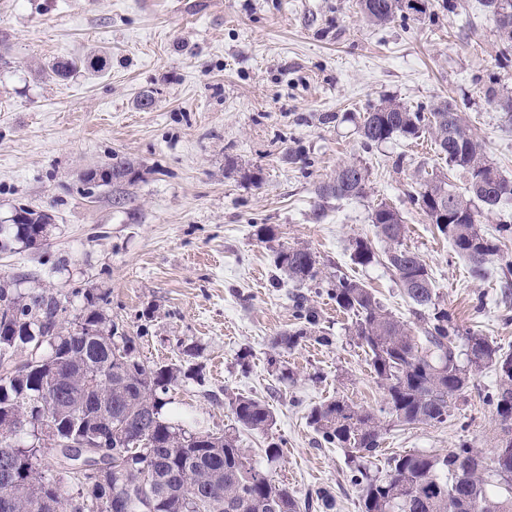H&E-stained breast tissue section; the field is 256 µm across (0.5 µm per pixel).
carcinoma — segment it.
Listing matches in <instances>:
<instances>
[{
  "label": "carcinoma",
  "instance_id": "1",
  "mask_svg": "<svg viewBox=\"0 0 512 512\" xmlns=\"http://www.w3.org/2000/svg\"><path fill=\"white\" fill-rule=\"evenodd\" d=\"M496 28L512 29V0H485ZM370 23L383 25L417 7L406 0H359ZM488 105L512 122V93L494 87L483 92ZM433 135L436 149L449 167L465 174L458 191L448 178L435 175L420 184L412 201L437 232L467 262L472 276L485 278L499 246L478 224L501 200L512 197V179L491 163L483 145L462 123L449 101L429 110H411L386 100L363 114L359 126L366 148L393 138ZM131 166L116 161L102 175L106 184L121 182ZM313 218L325 216L332 199L366 194V169L344 163L315 188ZM51 216L20 206L8 232L0 225V250L14 239L28 247L43 244ZM374 235L384 244V262L406 297L416 306L419 324L412 326L388 312L362 283L344 275L328 281V295L337 308L353 316L352 336L365 348L377 383L383 390L380 414L356 407L343 398L314 406L309 423L324 444L346 450L350 481L361 487V512H512V351L487 336H460L448 310L436 306L435 281L426 262L403 246L404 224L387 204L371 214ZM353 263L369 265L378 252L373 240L356 237ZM275 265L300 286L322 281L320 261L310 248L282 247ZM60 301L52 294L24 295L0 281V423L30 416L31 442L16 445L0 434V456L13 455L15 473L0 479V512H70L73 493L82 491L78 512H301L309 504L275 482L251 462L236 436L220 430H188L163 417L166 396L178 385L182 370L174 364L148 365L138 355L135 338L115 327L105 329L103 314L89 309L76 327L58 330ZM307 337L300 328L273 336V353L297 347ZM491 369L496 384L485 395L495 409L498 427L493 448L496 469L483 465L484 453L462 440L446 454L403 453L391 460L390 474L372 479L360 460L380 447L390 425L434 426L448 420L452 405L465 397L474 376ZM231 413L243 430L265 432L273 413L264 402L248 396L230 401ZM99 432L94 449L129 448L139 453L112 471V478L87 489L78 468L84 462L54 455L45 462V426L62 437L81 434L84 422Z\"/></svg>",
  "mask_w": 512,
  "mask_h": 512
}]
</instances>
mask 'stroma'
I'll return each mask as SVG.
<instances>
[{
  "label": "stroma",
  "instance_id": "35a3bbf8",
  "mask_svg": "<svg viewBox=\"0 0 512 512\" xmlns=\"http://www.w3.org/2000/svg\"><path fill=\"white\" fill-rule=\"evenodd\" d=\"M424 12L376 26L358 0H0V224L22 204L52 217L43 244L0 251V276L25 294H60L64 323L86 308L138 339L142 360L202 371L180 383L166 417L235 433L253 462L304 498L329 492L333 512H359L342 449L325 445L307 415L342 397L376 411L383 391L369 357L326 285L296 287L276 268L278 249L303 244L324 274L371 288L396 317L412 305L384 262L350 259L373 236L379 204L399 211L403 244L427 263L441 306L460 331L512 349V234L488 278L438 235L409 195L448 170L429 136L364 148L356 114L392 99L456 105L490 162L512 177V123L484 102L512 89L505 51L483 0H425ZM60 59L78 65L61 79ZM154 104L143 109L141 95ZM130 162L132 180L101 185L108 164ZM368 172L364 197L330 201L314 220V189L337 165ZM269 226L273 238L259 236ZM306 296L329 341L305 339L270 364L269 339L300 328ZM492 371L475 376L448 420L393 426L365 459L381 478L403 452L444 454L459 441L490 451L496 415L484 401ZM269 404L264 433L237 428L229 401ZM283 455L267 462L269 442Z\"/></svg>",
  "mask_w": 512,
  "mask_h": 512
}]
</instances>
